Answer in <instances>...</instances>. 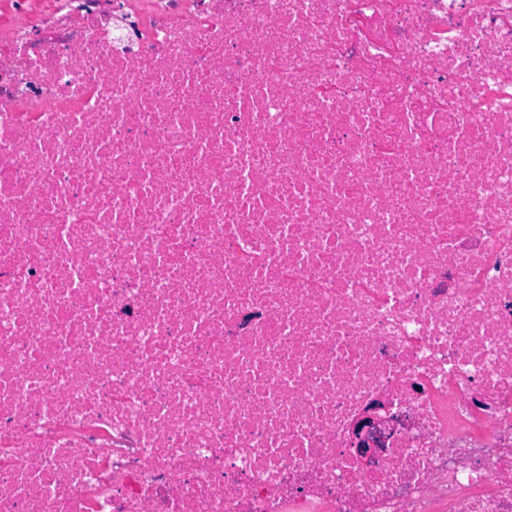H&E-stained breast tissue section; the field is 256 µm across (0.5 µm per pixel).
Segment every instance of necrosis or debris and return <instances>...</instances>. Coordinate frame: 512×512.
<instances>
[{
    "label": "necrosis or debris",
    "instance_id": "obj_1",
    "mask_svg": "<svg viewBox=\"0 0 512 512\" xmlns=\"http://www.w3.org/2000/svg\"><path fill=\"white\" fill-rule=\"evenodd\" d=\"M37 7L0 512H512V0ZM382 405L376 404L358 421L354 428L355 453L365 465L374 463L380 456L382 450L379 447L373 427L377 425L378 412Z\"/></svg>",
    "mask_w": 512,
    "mask_h": 512
}]
</instances>
